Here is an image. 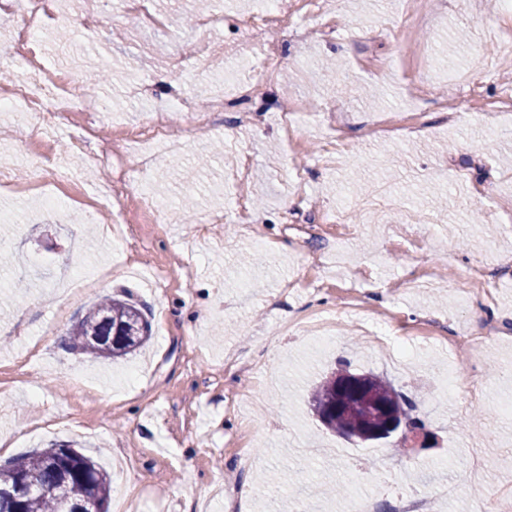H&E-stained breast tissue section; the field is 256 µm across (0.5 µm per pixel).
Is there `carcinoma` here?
<instances>
[{"mask_svg": "<svg viewBox=\"0 0 512 512\" xmlns=\"http://www.w3.org/2000/svg\"><path fill=\"white\" fill-rule=\"evenodd\" d=\"M149 319L139 304L110 296L93 304L68 328L60 345L67 351L104 359H125L136 353L151 338ZM344 378L342 371L332 373L310 393V405L317 415L336 407V384ZM372 388L378 403H391L410 427H420L412 415L413 400L391 384L373 377ZM360 397L347 396L345 409L331 414L325 427L347 438L362 441L366 414L358 407ZM32 477L39 489L25 498L14 496L18 480ZM63 480L77 491L93 488L103 503L110 498L107 474L98 463L68 442H55L29 455L0 463V512H67V506L55 495Z\"/></svg>", "mask_w": 512, "mask_h": 512, "instance_id": "carcinoma-1", "label": "carcinoma"}]
</instances>
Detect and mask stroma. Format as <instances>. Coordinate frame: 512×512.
<instances>
[{
  "instance_id": "obj_1",
  "label": "stroma",
  "mask_w": 512,
  "mask_h": 512,
  "mask_svg": "<svg viewBox=\"0 0 512 512\" xmlns=\"http://www.w3.org/2000/svg\"><path fill=\"white\" fill-rule=\"evenodd\" d=\"M335 0L327 25L258 39L237 12L264 0H213L222 26L202 27L195 0H154L166 27L131 21L122 0H100L83 27V0H56L35 35L45 63L74 75L111 106L97 133L124 150L113 127L158 106L183 148L157 150L144 182L162 217L121 190L111 162L87 165L71 131L27 134L22 107L0 110V237L13 262L0 272V458L54 441L84 445L128 492L126 512H237L277 498L282 512H348L370 497L385 512L401 493L441 472L461 495H429L427 512H471L481 491L512 504V271L493 296L459 299L461 272L512 256V113L486 116L478 98L512 95V63L486 25L512 29L497 0ZM274 73L258 67L266 43ZM204 45L206 65L195 49ZM257 81L252 103L227 107L197 131L225 67ZM383 183L401 195L422 243H402L398 214L377 211L356 238L359 196ZM194 204L184 213L183 198ZM251 223L233 219L239 201ZM341 223L321 219L325 205ZM119 215L136 240L101 233ZM267 261L245 265L258 242ZM132 260L166 275L163 293L124 274ZM126 293L151 314L153 337L112 363L60 348L66 329L103 295ZM336 323L323 349L303 322ZM386 320L396 346L374 342L362 322ZM494 324L505 342L451 351L441 336ZM341 368L390 379L412 396L423 426L374 444L326 430L312 388Z\"/></svg>"
}]
</instances>
